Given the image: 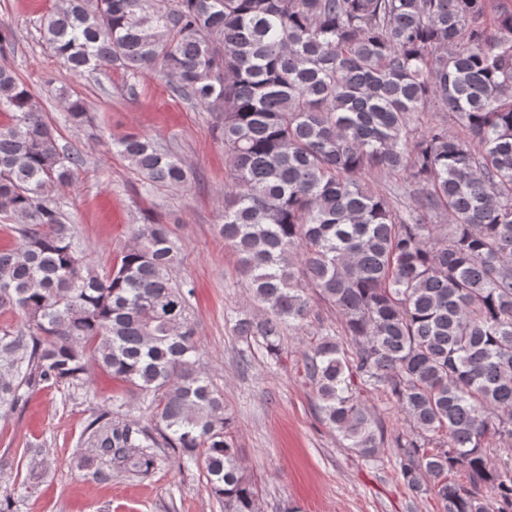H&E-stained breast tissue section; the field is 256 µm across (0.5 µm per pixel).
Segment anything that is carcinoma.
I'll use <instances>...</instances> for the list:
<instances>
[{"mask_svg":"<svg viewBox=\"0 0 512 512\" xmlns=\"http://www.w3.org/2000/svg\"><path fill=\"white\" fill-rule=\"evenodd\" d=\"M72 72L153 71L175 97L215 114L229 180L224 246L262 306L239 336L283 357L285 328L338 315L303 351L321 421L366 461L384 435L361 392L410 418L395 440L409 491L443 512H512V0H62L39 18ZM0 22V412L43 387L82 386L88 366L144 395L148 423L100 408L81 446L146 477L157 449L204 464L224 512H260L234 446L224 395L200 366L193 289L172 277L169 226L140 224L108 268L86 257L48 189L85 160L61 147L35 94L7 64ZM65 122H88L65 97ZM467 136L448 135V118ZM149 192L187 181L155 139L112 138ZM400 173L398 206L361 184ZM16 468L43 479L29 448ZM463 472L466 483L448 479Z\"/></svg>","mask_w":512,"mask_h":512,"instance_id":"carcinoma-1","label":"carcinoma"}]
</instances>
